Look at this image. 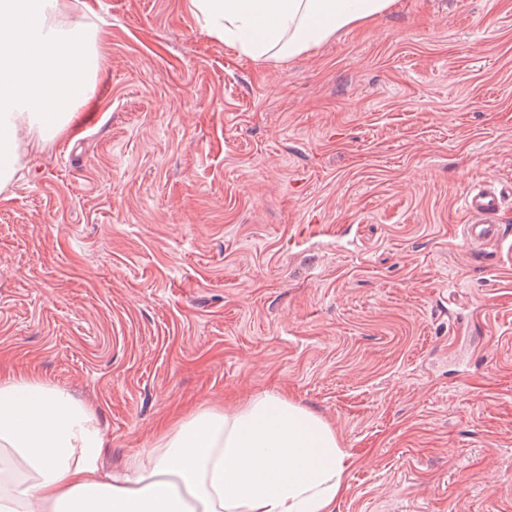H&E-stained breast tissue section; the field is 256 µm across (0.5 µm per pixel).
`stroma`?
<instances>
[{
  "mask_svg": "<svg viewBox=\"0 0 512 512\" xmlns=\"http://www.w3.org/2000/svg\"><path fill=\"white\" fill-rule=\"evenodd\" d=\"M103 65L0 197V375L90 406L104 465L277 392L351 455L334 512H512V0H396L255 61L187 0H85ZM512 195V186L474 185L464 198L467 224L463 237L470 244L496 242L509 235L508 226L499 224L506 198Z\"/></svg>",
  "mask_w": 512,
  "mask_h": 512,
  "instance_id": "35a3bbf8",
  "label": "stroma"
}]
</instances>
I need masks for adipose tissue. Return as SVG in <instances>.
Returning a JSON list of instances; mask_svg holds the SVG:
<instances>
[{"instance_id": "ef3b65f1", "label": "adipose tissue", "mask_w": 512, "mask_h": 512, "mask_svg": "<svg viewBox=\"0 0 512 512\" xmlns=\"http://www.w3.org/2000/svg\"><path fill=\"white\" fill-rule=\"evenodd\" d=\"M201 30L255 60L297 56L394 0H188ZM65 0H0V192L33 143L66 135L93 98L95 31ZM94 412L67 390L0 378V512H334L350 464L319 415L272 392L204 407L103 468Z\"/></svg>"}]
</instances>
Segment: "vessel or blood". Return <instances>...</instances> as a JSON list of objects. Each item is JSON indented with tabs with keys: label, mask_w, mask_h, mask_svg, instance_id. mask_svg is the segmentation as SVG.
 <instances>
[{
	"label": "vessel or blood",
	"mask_w": 512,
	"mask_h": 512,
	"mask_svg": "<svg viewBox=\"0 0 512 512\" xmlns=\"http://www.w3.org/2000/svg\"><path fill=\"white\" fill-rule=\"evenodd\" d=\"M512 196V186L474 185L464 198L467 222L463 226V237L471 244H484L502 240L512 233L498 218L505 201Z\"/></svg>",
	"instance_id": "b4317fda"
}]
</instances>
